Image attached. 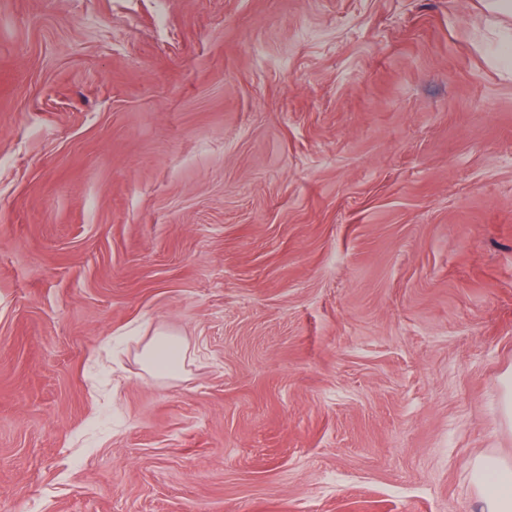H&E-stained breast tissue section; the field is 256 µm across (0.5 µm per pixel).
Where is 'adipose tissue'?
I'll use <instances>...</instances> for the list:
<instances>
[{"label": "adipose tissue", "instance_id": "ef3b65f1", "mask_svg": "<svg viewBox=\"0 0 512 512\" xmlns=\"http://www.w3.org/2000/svg\"><path fill=\"white\" fill-rule=\"evenodd\" d=\"M186 353L180 337L162 333L143 346L139 358L146 370L173 378L180 373ZM470 476L480 495V512H512V459L477 457Z\"/></svg>", "mask_w": 512, "mask_h": 512}]
</instances>
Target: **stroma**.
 Wrapping results in <instances>:
<instances>
[{"mask_svg":"<svg viewBox=\"0 0 512 512\" xmlns=\"http://www.w3.org/2000/svg\"><path fill=\"white\" fill-rule=\"evenodd\" d=\"M507 44L487 0H0V512H476ZM186 353L187 346L180 337L160 333L143 346L139 358L142 366L151 373L173 378L180 373Z\"/></svg>","mask_w":512,"mask_h":512,"instance_id":"stroma-1","label":"stroma"}]
</instances>
